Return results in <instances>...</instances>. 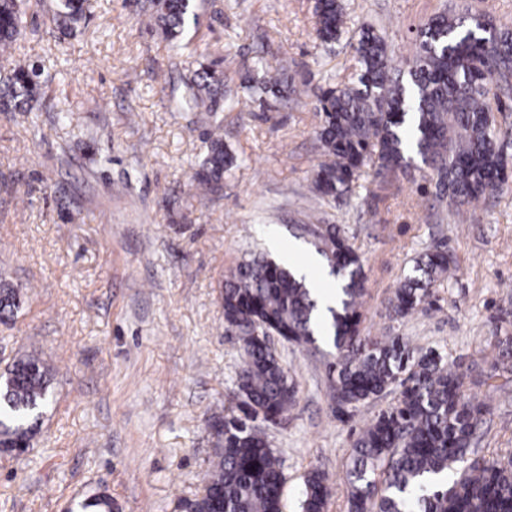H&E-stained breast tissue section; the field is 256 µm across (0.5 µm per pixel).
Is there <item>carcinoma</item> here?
Listing matches in <instances>:
<instances>
[{
  "instance_id": "1",
  "label": "carcinoma",
  "mask_w": 512,
  "mask_h": 512,
  "mask_svg": "<svg viewBox=\"0 0 512 512\" xmlns=\"http://www.w3.org/2000/svg\"><path fill=\"white\" fill-rule=\"evenodd\" d=\"M157 22L171 39L198 24L195 0H158ZM30 0H0V56L12 57L28 23ZM317 36L336 41L345 25L338 0H315ZM85 17L84 0H55L51 21L70 29ZM356 81L331 84L317 95V132L329 161L315 173L324 197L350 193L370 162L377 173L395 172L418 157L437 176V195L457 210L500 192L507 185V159L494 113L506 108L501 84L512 76V31L485 14H440L417 32L416 53L404 72L389 56L385 40L371 28L359 34ZM41 65L13 60L0 81V112L24 111L45 96ZM224 70L197 62L179 93L181 108L224 111ZM262 95H284L288 86L271 76L249 86ZM222 120L206 138L196 188L206 192L230 170L235 156L219 134ZM297 237L312 244L337 282L316 315L321 297L288 268L259 252L239 262L224 278V329L244 351L227 414L211 428L217 448L205 493L186 503L187 512H281V461L270 448L255 415L284 421L296 403V384L267 338V326L284 344L313 346L322 340L336 349L328 366L335 413L349 416L358 405L398 390L394 404L361 427L350 444L348 512H512V460L476 455L474 445L485 405L467 392L465 376L433 348L423 350L400 334L361 335L357 307L366 288L360 255L336 224H303ZM453 254L439 246L414 259L412 274L400 282L388 306L396 320L434 305L433 288L454 270ZM21 306L19 289L0 277V320ZM494 338V368L512 371V336ZM52 368L35 356H20L0 375V450L21 455L38 433L50 405ZM328 478L308 472L302 512H325Z\"/></svg>"
}]
</instances>
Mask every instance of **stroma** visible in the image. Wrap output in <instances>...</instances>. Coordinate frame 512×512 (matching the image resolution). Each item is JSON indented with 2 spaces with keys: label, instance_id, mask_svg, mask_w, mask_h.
I'll return each mask as SVG.
<instances>
[{
  "label": "stroma",
  "instance_id": "35a3bbf8",
  "mask_svg": "<svg viewBox=\"0 0 512 512\" xmlns=\"http://www.w3.org/2000/svg\"><path fill=\"white\" fill-rule=\"evenodd\" d=\"M345 31L321 43L315 0H196L187 38L217 61L230 94L280 69L289 100L224 111L223 136L237 158L198 203L189 184L212 129L207 112H183L172 89L189 59L153 21L152 0H90L69 35L38 0L22 44L45 68L50 95L69 121L43 106L0 112V274L23 304L0 321V372L14 358L50 364L52 405L23 456L0 452V512H84L98 494L112 512H186L204 491L216 439L208 421L224 410L243 351L224 331L225 272L267 247L279 231L316 216L339 225L367 274L360 327L397 332L447 354L489 412L479 455L512 457V373L494 370L492 331L512 311V182L457 216L436 197L437 177L414 161L381 177L364 173L352 192L320 197L324 162L317 93L358 71L361 26L388 42L397 66L415 52L416 29L445 12L487 13L512 29V0H340ZM455 257L433 309L395 322L393 295L426 247ZM298 395L285 427L267 440L282 460V512H299L307 473L324 471L326 512H348L346 471L354 431L394 402L390 390L336 418L328 389L333 349L279 347Z\"/></svg>",
  "mask_w": 512,
  "mask_h": 512
}]
</instances>
